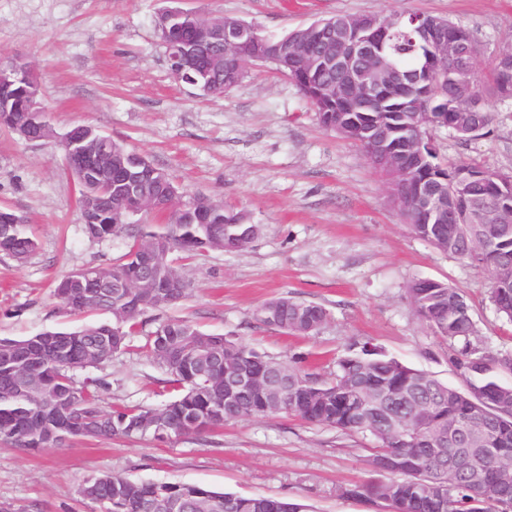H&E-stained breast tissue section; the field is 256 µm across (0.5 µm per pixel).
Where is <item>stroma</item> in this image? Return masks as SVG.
<instances>
[{
    "label": "stroma",
    "instance_id": "35a3bbf8",
    "mask_svg": "<svg viewBox=\"0 0 512 512\" xmlns=\"http://www.w3.org/2000/svg\"><path fill=\"white\" fill-rule=\"evenodd\" d=\"M162 0H0V63L28 61L52 125L96 127L147 155L178 189L175 206L205 197L248 211L263 235L237 252L181 259L188 296L149 312L127 348L77 378L104 381L102 405L157 406L167 374L144 344L164 317L247 344L279 361L302 357L326 376L355 341H371L442 382L462 386L452 348L433 336L407 294L410 282L436 279L469 298L477 334L491 354L512 352V323L489 300L490 276L408 230L385 177L365 151L321 126L297 83L271 65L247 63L223 98L206 99L174 81L152 27ZM183 8L224 14L284 34L342 14L426 13L470 31L476 71L486 75L500 45L512 41V0H183ZM499 115L485 137L462 141L431 133L443 158L474 159L512 172V119ZM79 190L53 144L0 130V205L27 216L38 251L19 263L0 255V338L79 325L53 295L72 270L108 266L125 241L83 232ZM329 312L312 335L291 336L256 323L279 296ZM369 440L277 414L165 444L73 438L25 453L0 443V512H100L78 490L95 475L193 483L248 495L299 498L315 512H385L381 503L344 496L372 478Z\"/></svg>",
    "mask_w": 512,
    "mask_h": 512
}]
</instances>
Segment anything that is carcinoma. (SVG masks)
Here are the masks:
<instances>
[{
	"instance_id": "carcinoma-1",
	"label": "carcinoma",
	"mask_w": 512,
	"mask_h": 512,
	"mask_svg": "<svg viewBox=\"0 0 512 512\" xmlns=\"http://www.w3.org/2000/svg\"><path fill=\"white\" fill-rule=\"evenodd\" d=\"M198 24L199 19L185 17L170 24V34L185 49L183 74L196 81L202 96L219 98L226 91L224 77L232 72L235 81H240L245 63L254 61L256 47H251L248 55H226L223 42L196 32ZM424 52L411 16L400 14L383 35L379 59L394 63L404 76L414 77ZM337 81L336 72L324 70L319 82H303L300 90L317 111L320 123L339 132L346 112L336 99ZM419 87L431 107L446 103L456 118L466 116L472 97L480 98L485 121L464 136L466 141L489 132L495 115L488 111V98L512 101V88L494 62L483 81L471 63L457 76L443 70L429 79L422 77ZM36 91L31 76L18 74L9 105L0 106V127L14 133L24 128L28 139L40 142L43 133L38 115L25 105ZM375 98L364 113L375 137L390 134L402 138L419 132L426 139L429 130L440 127L430 114L412 111L392 91H379ZM462 171L473 176L465 186L468 196L479 200L491 196L486 176L492 171L475 161L443 165L429 152L411 174L417 184L430 176L453 178ZM79 187L84 222L98 224L92 238H128L126 252L108 268L118 281L132 282L143 275L141 256L146 248L158 252L161 266L175 270L173 252L192 255L211 250V232L227 234L226 252L243 250L233 234L246 231L253 243L263 232V226L253 223L247 211L206 198L175 210L157 231L140 224H116L115 213L122 208L118 188L82 182ZM402 217L415 236L437 250L487 270L492 280L490 300L498 314L512 321V234L497 233L498 224L512 219L511 210L488 205L474 214L471 224L442 227L417 223L410 210ZM37 249L26 216L1 207L0 254L23 262ZM189 290L186 279L160 306L134 288L114 286L96 298L73 300L67 306L70 313L102 312L109 319L40 332L52 339V346L34 357L28 375L38 378L43 396L55 397L53 404L38 402L20 391L23 378L4 366L2 353L13 339L1 338L0 443L36 451L71 438L153 440L157 430L171 440L214 431L228 421L284 413L374 440L370 464L384 479L354 484L343 491L348 497L380 501L388 512H512V482H500L494 469L499 462L512 464V383L501 378L512 375V352L490 356L471 346L476 325L469 301L457 289L441 281L419 279L409 284L407 293L417 316L436 335L461 344L452 362L464 379L462 388L402 363L370 341L350 344L336 358V374L330 380L306 372L298 357L279 362L232 339L221 358L210 351L209 342L222 341L224 335L209 333L191 320L173 318L160 322L145 344L151 360L170 375L171 397L156 408L105 409L98 380L86 377L78 381L73 372L111 360L137 332L141 316L177 304ZM128 310L136 315L122 323L121 336L114 342L106 335L112 328L111 316ZM254 317L286 334L309 336L327 320L328 312L318 304L280 296L264 302ZM232 369L266 377L275 387L231 390L224 377ZM148 413L154 414L156 425L146 432L134 428ZM473 457L489 463L483 469L481 497L469 480L448 479V469L466 467ZM84 485V499L96 504L100 512H310V506L302 501L216 491L190 483L134 481L101 474Z\"/></svg>"
}]
</instances>
